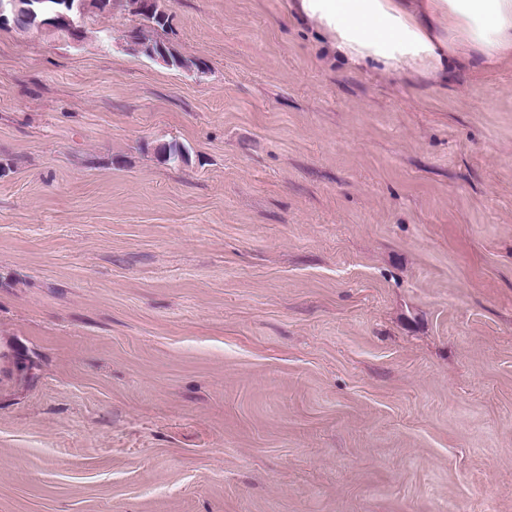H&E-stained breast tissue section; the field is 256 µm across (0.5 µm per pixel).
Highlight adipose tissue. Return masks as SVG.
I'll list each match as a JSON object with an SVG mask.
<instances>
[{
  "label": "adipose tissue",
  "instance_id": "ef3b65f1",
  "mask_svg": "<svg viewBox=\"0 0 512 512\" xmlns=\"http://www.w3.org/2000/svg\"><path fill=\"white\" fill-rule=\"evenodd\" d=\"M351 69L446 83L458 65L479 72L512 60V0H290Z\"/></svg>",
  "mask_w": 512,
  "mask_h": 512
}]
</instances>
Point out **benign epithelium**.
Returning a JSON list of instances; mask_svg holds the SVG:
<instances>
[{
  "label": "benign epithelium",
  "mask_w": 512,
  "mask_h": 512,
  "mask_svg": "<svg viewBox=\"0 0 512 512\" xmlns=\"http://www.w3.org/2000/svg\"><path fill=\"white\" fill-rule=\"evenodd\" d=\"M83 14V0H0V26H6L19 16L26 15L43 27L64 25L73 33L72 40L79 43V30Z\"/></svg>",
  "instance_id": "7a95c632"
}]
</instances>
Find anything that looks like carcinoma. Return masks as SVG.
Returning a JSON list of instances; mask_svg holds the SVG:
<instances>
[{
  "label": "carcinoma",
  "mask_w": 512,
  "mask_h": 512,
  "mask_svg": "<svg viewBox=\"0 0 512 512\" xmlns=\"http://www.w3.org/2000/svg\"><path fill=\"white\" fill-rule=\"evenodd\" d=\"M122 5L129 12L142 20V26L129 31L127 45L130 50L141 55L152 51L159 55L163 63L174 69L204 74L208 71L207 64L200 59H189L181 56L173 47L158 38H152L146 29L164 30L169 27L170 14L166 0H122ZM164 161L176 164L189 161L188 149L177 143L165 144L159 149Z\"/></svg>",
  "instance_id": "obj_1"
}]
</instances>
